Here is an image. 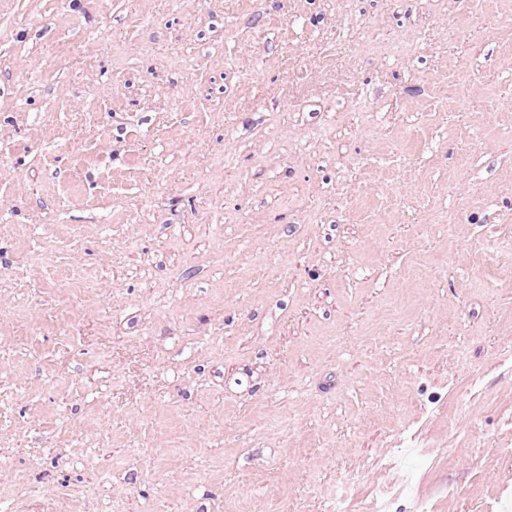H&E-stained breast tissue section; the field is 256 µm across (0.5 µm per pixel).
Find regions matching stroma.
I'll list each match as a JSON object with an SVG mask.
<instances>
[{
	"instance_id": "obj_1",
	"label": "stroma",
	"mask_w": 512,
	"mask_h": 512,
	"mask_svg": "<svg viewBox=\"0 0 512 512\" xmlns=\"http://www.w3.org/2000/svg\"><path fill=\"white\" fill-rule=\"evenodd\" d=\"M509 237L512 0H0V512H501Z\"/></svg>"
}]
</instances>
